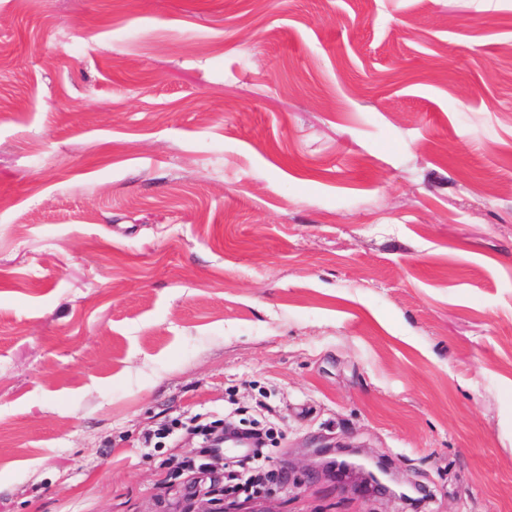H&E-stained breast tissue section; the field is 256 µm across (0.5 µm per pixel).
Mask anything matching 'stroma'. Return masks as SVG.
<instances>
[{
  "mask_svg": "<svg viewBox=\"0 0 512 512\" xmlns=\"http://www.w3.org/2000/svg\"><path fill=\"white\" fill-rule=\"evenodd\" d=\"M260 401L268 512H512V0H0V512H179L147 433Z\"/></svg>",
  "mask_w": 512,
  "mask_h": 512,
  "instance_id": "35a3bbf8",
  "label": "stroma"
}]
</instances>
